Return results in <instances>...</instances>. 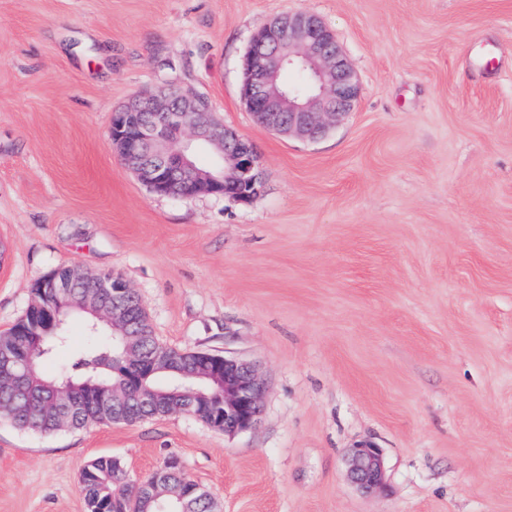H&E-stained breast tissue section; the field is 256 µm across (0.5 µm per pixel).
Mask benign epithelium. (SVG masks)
I'll return each instance as SVG.
<instances>
[{
    "instance_id": "obj_1",
    "label": "benign epithelium",
    "mask_w": 512,
    "mask_h": 512,
    "mask_svg": "<svg viewBox=\"0 0 512 512\" xmlns=\"http://www.w3.org/2000/svg\"><path fill=\"white\" fill-rule=\"evenodd\" d=\"M308 75L303 91L279 82L285 68ZM360 97V86L332 29L310 13L285 14L268 20L252 36L243 63L241 98L254 119L285 137L315 142L348 114ZM110 138L121 163L156 195L195 198L214 195L248 202L261 189L258 156L250 142L218 123L203 97L155 92L131 101L112 115ZM211 150L216 167L204 169L192 160L200 147ZM75 310L103 316L112 324V339L123 344L126 366L138 370L163 361L181 382L168 392H153L148 403L154 417L190 415L209 428L234 433L255 426L261 416L263 382L251 363L209 351L170 353L159 346L145 358L151 336L148 315L137 293L118 274L89 275L71 267L64 279L40 280ZM19 397L33 384L29 364L7 360L0 380ZM41 409L69 416L94 406L126 416L125 397L117 392H83L68 380L46 386ZM350 477L366 491L384 483L381 449L360 445L351 450ZM179 480V512L207 499L171 458L146 477L124 480L143 503L159 502L161 487Z\"/></svg>"
}]
</instances>
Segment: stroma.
Listing matches in <instances>:
<instances>
[{
	"label": "stroma",
	"mask_w": 512,
	"mask_h": 512,
	"mask_svg": "<svg viewBox=\"0 0 512 512\" xmlns=\"http://www.w3.org/2000/svg\"><path fill=\"white\" fill-rule=\"evenodd\" d=\"M288 12L361 87L316 142L240 98L253 33ZM169 88L252 142L251 202L159 196L119 162L113 112ZM61 266L121 274L164 344L252 363L262 415L2 420L0 512H86L103 456L177 458L214 512H512V0H0V332ZM350 477L366 491L380 488L384 483L382 451L373 445H360L352 448L349 460Z\"/></svg>",
	"instance_id": "stroma-1"
}]
</instances>
